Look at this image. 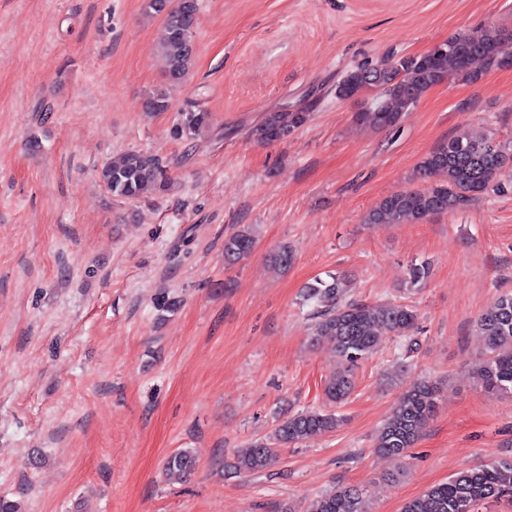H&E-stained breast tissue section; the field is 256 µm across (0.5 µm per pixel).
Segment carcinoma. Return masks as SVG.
I'll return each mask as SVG.
<instances>
[{"label": "carcinoma", "mask_w": 512, "mask_h": 512, "mask_svg": "<svg viewBox=\"0 0 512 512\" xmlns=\"http://www.w3.org/2000/svg\"><path fill=\"white\" fill-rule=\"evenodd\" d=\"M186 0L170 8L168 0H146V8L164 13L163 33L157 46L165 79L182 82L193 64V49L184 38ZM443 50L420 55L392 56L374 65L358 66L336 83L338 99L376 92L373 106L356 115L358 123L378 128H394L435 85L457 77L475 82L492 68L512 63V30L490 27L478 37L456 33L442 43ZM147 112H165L170 107L167 93L154 90L143 100ZM309 113L303 110L270 113L253 130L256 139L273 142L303 126ZM210 124V114L193 107L180 113L174 135L194 140ZM417 174L426 180L445 176L423 190H403L379 200L366 214V224H418L428 217L455 209L476 195L503 189L512 181V148L494 136L476 138L459 132L426 154ZM100 182L113 196L139 198L167 187V170L156 156L138 151L121 154L105 163L98 172ZM255 237L242 229L224 239V260L234 262L253 250ZM343 280L331 275L317 279L304 289L303 300L314 305V336L336 343L342 365L324 383L329 405L342 404L354 386V369L371 355L382 339L406 338L417 328L416 310L395 302L342 300ZM477 328L485 337L486 358L475 373L477 382L489 393L512 395V292L500 295L496 304L484 311ZM439 386L421 380L407 386L381 426L375 444L378 453L399 458L415 447L423 429L438 409ZM339 419L325 410H303L279 419L272 441L257 440L234 453L226 465L230 474L261 472L278 458L276 444L298 443L318 433L336 430ZM196 469V458L183 449L166 461L165 471L183 478ZM512 499V456L454 473L406 502L402 512H479L490 502ZM306 512H366L363 492L342 486L312 499Z\"/></svg>", "instance_id": "1"}]
</instances>
